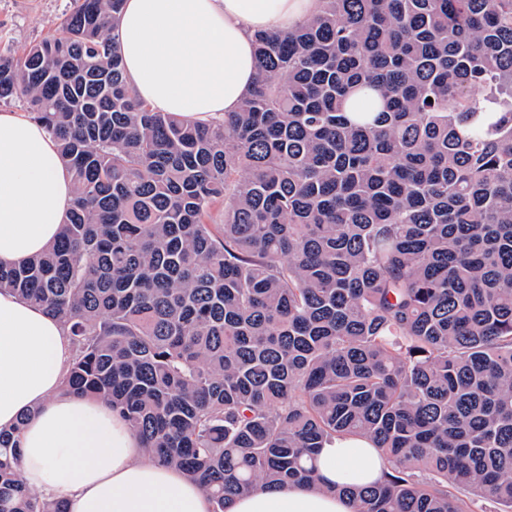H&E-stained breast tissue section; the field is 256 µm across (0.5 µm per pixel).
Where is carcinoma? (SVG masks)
<instances>
[{
	"label": "carcinoma",
	"mask_w": 512,
	"mask_h": 512,
	"mask_svg": "<svg viewBox=\"0 0 512 512\" xmlns=\"http://www.w3.org/2000/svg\"><path fill=\"white\" fill-rule=\"evenodd\" d=\"M122 2L0 51V100H26L75 184L59 238L0 266L67 327L65 389L214 512L316 487L335 437L388 461L336 489L355 512H512V0H322L255 34L251 94L209 124L132 94ZM18 448L0 431V512H66Z\"/></svg>",
	"instance_id": "1"
}]
</instances>
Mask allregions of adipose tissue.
Returning a JSON list of instances; mask_svg holds the SVG:
<instances>
[{
  "instance_id": "obj_1",
  "label": "adipose tissue",
  "mask_w": 512,
  "mask_h": 512,
  "mask_svg": "<svg viewBox=\"0 0 512 512\" xmlns=\"http://www.w3.org/2000/svg\"><path fill=\"white\" fill-rule=\"evenodd\" d=\"M320 0H124L112 34L127 83L153 111L207 122L237 111L256 73L254 35L307 21ZM75 187L57 145L20 112H0V265L21 264L58 235ZM75 356L63 323L0 291V430L19 429L26 489L67 512H212L202 488L150 460L104 402L63 393ZM381 449L362 438L321 448L317 488L291 485L237 497L226 512H352L341 485L378 482Z\"/></svg>"
}]
</instances>
